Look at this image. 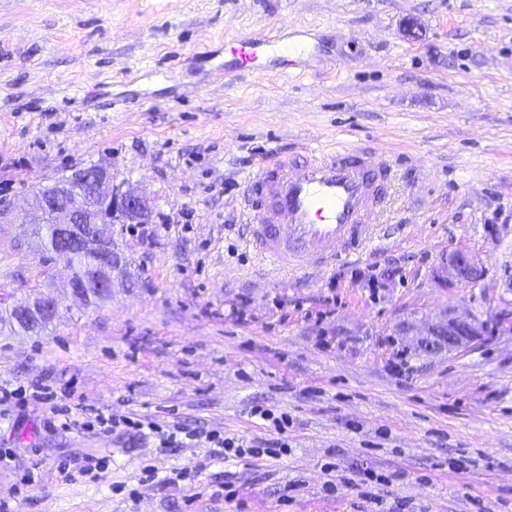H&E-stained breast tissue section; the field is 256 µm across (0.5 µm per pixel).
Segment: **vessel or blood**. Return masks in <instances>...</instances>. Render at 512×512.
<instances>
[{"label": "vessel or blood", "instance_id": "obj_1", "mask_svg": "<svg viewBox=\"0 0 512 512\" xmlns=\"http://www.w3.org/2000/svg\"><path fill=\"white\" fill-rule=\"evenodd\" d=\"M282 40V33H261L229 47L240 70H260L275 52L283 73H303L310 48L283 52ZM394 178L390 161L359 148L313 150L300 162L271 156L243 180L241 209L251 241L282 275L357 259L390 212L387 186Z\"/></svg>", "mask_w": 512, "mask_h": 512}]
</instances>
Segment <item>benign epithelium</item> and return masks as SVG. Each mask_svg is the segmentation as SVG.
<instances>
[{"mask_svg": "<svg viewBox=\"0 0 512 512\" xmlns=\"http://www.w3.org/2000/svg\"><path fill=\"white\" fill-rule=\"evenodd\" d=\"M83 186L89 196L103 199L110 204L107 211L93 203L81 206L69 202L76 186ZM31 212L0 210L1 224H56L59 242L68 250V259L84 253L97 255V264L78 280L69 279L71 294L84 298L87 288H95L96 295L112 294L114 272L121 269L122 258L114 251L112 225L145 224L149 202L138 195L121 190L114 184L112 172L99 166H89L74 171L66 180L53 185L50 193H37L29 203ZM448 275L462 287L478 283L484 276L479 260L464 250L448 256ZM6 307L12 318L38 320L53 315L59 308L56 299L43 295H30L15 300L10 295H0V307ZM482 325L471 314H450L445 320L428 326L426 335L432 337L427 344L430 350L448 348L455 351L465 348L481 336Z\"/></svg>", "mask_w": 512, "mask_h": 512, "instance_id": "benign-epithelium-1", "label": "benign epithelium"}]
</instances>
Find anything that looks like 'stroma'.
I'll use <instances>...</instances> for the list:
<instances>
[{
	"label": "stroma",
	"mask_w": 512,
	"mask_h": 512,
	"mask_svg": "<svg viewBox=\"0 0 512 512\" xmlns=\"http://www.w3.org/2000/svg\"><path fill=\"white\" fill-rule=\"evenodd\" d=\"M286 23L311 31L305 75H235L225 42ZM338 144L394 161L391 215L361 258L280 277L245 242L243 178ZM91 165L148 200L155 241L113 225L124 268L82 301L0 224V290L61 304L48 333L0 335L22 392L0 407V512H512V0H0V208ZM460 248L471 288L448 278ZM448 311L487 327L427 350ZM258 402L290 416L287 455L55 426L96 407L264 437ZM327 463L348 478L331 494ZM448 275L462 287L478 283L484 276L479 260L469 252L456 250L448 256Z\"/></svg>",
	"instance_id": "1"
}]
</instances>
